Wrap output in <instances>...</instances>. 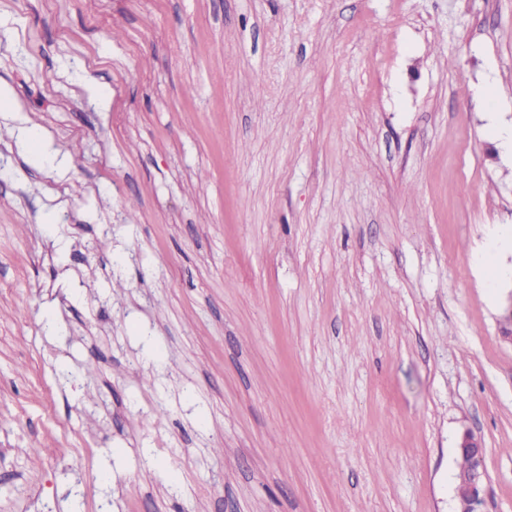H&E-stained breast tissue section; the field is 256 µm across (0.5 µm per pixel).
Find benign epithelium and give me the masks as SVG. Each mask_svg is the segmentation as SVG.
Masks as SVG:
<instances>
[{
	"instance_id": "benign-epithelium-1",
	"label": "benign epithelium",
	"mask_w": 512,
	"mask_h": 512,
	"mask_svg": "<svg viewBox=\"0 0 512 512\" xmlns=\"http://www.w3.org/2000/svg\"><path fill=\"white\" fill-rule=\"evenodd\" d=\"M457 451L469 458L470 465L455 474V512H481L487 493L486 448L480 437L465 430L458 438Z\"/></svg>"
}]
</instances>
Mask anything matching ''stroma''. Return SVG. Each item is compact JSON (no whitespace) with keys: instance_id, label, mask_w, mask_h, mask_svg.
<instances>
[{"instance_id":"stroma-1","label":"stroma","mask_w":512,"mask_h":512,"mask_svg":"<svg viewBox=\"0 0 512 512\" xmlns=\"http://www.w3.org/2000/svg\"><path fill=\"white\" fill-rule=\"evenodd\" d=\"M0 96V512H453L466 430L512 512V0H0Z\"/></svg>"}]
</instances>
